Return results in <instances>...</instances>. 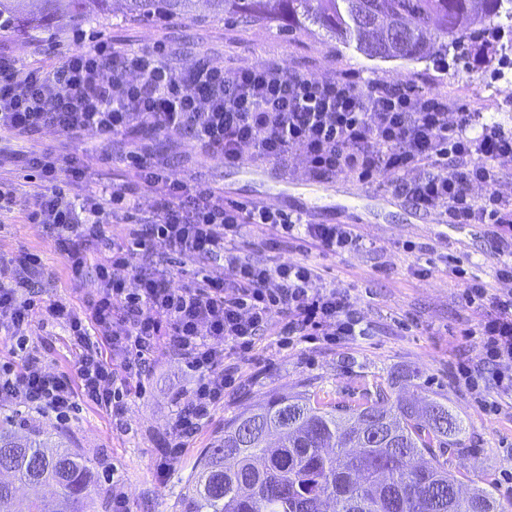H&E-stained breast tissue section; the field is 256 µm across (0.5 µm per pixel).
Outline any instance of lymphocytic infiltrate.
Here are the masks:
<instances>
[{"label":"lymphocytic infiltrate","mask_w":512,"mask_h":512,"mask_svg":"<svg viewBox=\"0 0 512 512\" xmlns=\"http://www.w3.org/2000/svg\"><path fill=\"white\" fill-rule=\"evenodd\" d=\"M83 38L74 35L81 44ZM34 53L38 62H21L0 41V214L18 211L26 223L47 229L76 283L89 246L103 240V224L114 220L128 230L98 265V288L78 305L47 298L50 275L39 254L0 253V339L14 356L0 364V395L26 412L62 424L83 401L122 415L125 396L142 391L143 374L165 346L194 378L166 451L176 462L236 381L224 364L227 350L251 353L273 313L284 314L289 335L306 342L322 337L335 344L363 333L350 294L313 287L312 268L268 267L238 254L245 224L269 225L286 242L329 255L359 246L351 225L225 204L223 192L189 184L143 147L148 130L188 136L201 153L227 162H243L249 152L284 165L297 153L313 175L386 186L449 224L496 225L497 276L512 279V196L496 190L497 163L512 157V130L477 109L459 110L441 93L365 80L351 70L312 79L271 58L179 71L162 42L127 49L96 36L54 63L45 62L43 43H35ZM47 128L62 137L63 150L39 145ZM89 130L130 143L124 158L136 171L134 189L80 193L87 178L82 137ZM478 185L486 195H474ZM134 190L161 192L160 207L135 217ZM157 240L189 258L227 256V271L216 278L202 268L192 284L179 286L132 270V259ZM461 299L484 315L470 332L481 363L460 362L458 380L478 395H512V291H493L475 278ZM38 321L65 326L76 348L77 381L49 371L29 351ZM489 364L496 371L488 379L481 368Z\"/></svg>","instance_id":"obj_1"}]
</instances>
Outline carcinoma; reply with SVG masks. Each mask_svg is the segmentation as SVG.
I'll use <instances>...</instances> for the list:
<instances>
[{
	"label": "carcinoma",
	"mask_w": 512,
	"mask_h": 512,
	"mask_svg": "<svg viewBox=\"0 0 512 512\" xmlns=\"http://www.w3.org/2000/svg\"><path fill=\"white\" fill-rule=\"evenodd\" d=\"M0 0V11L48 28L109 12L111 0ZM130 20L174 18L199 0H124ZM216 15L274 21L293 31L315 25L355 42L371 58L431 60L448 47L487 36L509 23L512 0H206ZM380 381L351 401L316 394L275 395L224 423L202 449L181 493L179 512H501L491 487L465 495L449 456L464 431L448 404L391 399ZM0 512H43L17 496L15 483L48 487L57 512H87L99 476L85 459L32 429L18 413L0 418Z\"/></svg>",
	"instance_id": "1"
}]
</instances>
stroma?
Here are the masks:
<instances>
[{
  "label": "stroma",
  "instance_id": "1",
  "mask_svg": "<svg viewBox=\"0 0 512 512\" xmlns=\"http://www.w3.org/2000/svg\"><path fill=\"white\" fill-rule=\"evenodd\" d=\"M112 35L135 49L161 41L174 51L175 67L187 69L208 60L229 67L248 65L273 57L305 75L324 79L335 71L351 69L363 78H382L447 94L457 106H486L488 88L512 80V53L499 47L488 53H470L464 60L448 57L444 67L426 61H384L364 55L355 46L308 30H282L277 23L246 24L204 11L154 22L128 21L122 10L74 23L62 21L52 29L60 36V55L74 44L76 29ZM151 153L192 184L223 192L225 200L239 203L267 197L272 207L298 211L324 224H345L350 214L362 217L355 231L362 249L343 255H326L314 247L295 248L282 242L263 224H246L240 231L242 260L272 265L291 262L315 269V287L350 290L364 335L340 344L324 341L284 344L279 329L286 318L275 315L271 328L261 331L253 352L244 359L229 356L237 367L236 382L224 394L210 420L190 441L181 460L167 472L159 464L170 440L176 400L193 384L180 360L159 353L152 373L144 377L146 392L130 396L123 416L113 417L86 404L64 425L34 417L41 431L61 437L103 475L102 491L93 501L94 512H112V489L120 487L133 512H177L182 488L203 448L219 435L231 417L265 403L271 396L298 390L320 391L335 399L357 396L367 380H392L402 395L417 394L448 403L462 418V448L451 462L464 483L491 484L504 512H512V396L489 393L478 403L471 391L452 375L458 362L479 364V350L467 330L476 327L482 309L466 306L460 298L463 279L486 281L495 290H512V280L496 276V228L490 224H444L434 214L416 212L404 197L390 189L371 186L369 195L354 194L351 180L316 177L301 157L287 166L248 161L242 168L225 167L222 159L201 154L194 142L166 133L146 136ZM82 161L92 184L118 188L133 184L135 174L123 161V145L94 132L86 133ZM40 254L54 276L53 297L79 303L99 286L96 267L110 256L102 246L90 248V260L80 286H73L62 255L38 224L13 215L0 223V252ZM156 262L173 284H187L197 267L223 277L226 261L220 258H186L155 243L148 258H135L138 267ZM432 273L420 277L419 268ZM30 349L50 370L74 374L75 350L63 326L35 325Z\"/></svg>",
  "mask_w": 512,
  "mask_h": 512
}]
</instances>
